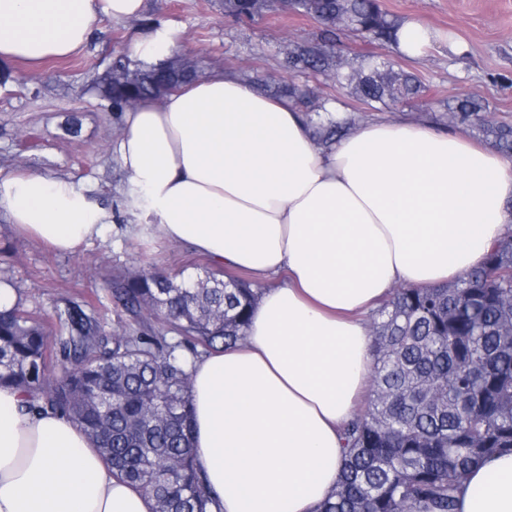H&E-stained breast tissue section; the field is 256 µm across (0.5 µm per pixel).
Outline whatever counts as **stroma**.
Listing matches in <instances>:
<instances>
[{
    "label": "stroma",
    "instance_id": "stroma-1",
    "mask_svg": "<svg viewBox=\"0 0 512 512\" xmlns=\"http://www.w3.org/2000/svg\"><path fill=\"white\" fill-rule=\"evenodd\" d=\"M380 4L401 20L415 19L430 28V44L418 56L403 57L349 36L344 49L389 58L395 69L418 78L423 86L419 97L375 111L322 76L300 75L297 83L329 96L339 110L358 113L367 123L400 118L437 129L448 100L464 94L486 103L493 119L512 123V0ZM161 26L176 31L175 56L194 57L204 76L231 71L276 79L282 75L283 45L321 37L314 19L290 13L270 12L245 25L225 15L221 0H145L142 15L104 22L74 56L37 71L11 64L12 81L0 85V169H33L91 189L111 210L112 222L100 237L74 251L57 252L0 215V282L18 288L28 308L54 318L93 305L107 336L137 332L141 324L114 304L108 286L113 277L153 269L179 276L211 265L206 256L140 223L127 208L122 195L126 176L115 154L122 115L105 107L90 87L94 74L110 63L105 50L129 51L133 40Z\"/></svg>",
    "mask_w": 512,
    "mask_h": 512
}]
</instances>
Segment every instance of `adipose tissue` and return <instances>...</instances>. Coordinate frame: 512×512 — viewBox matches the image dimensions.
<instances>
[{"label": "adipose tissue", "instance_id": "obj_1", "mask_svg": "<svg viewBox=\"0 0 512 512\" xmlns=\"http://www.w3.org/2000/svg\"><path fill=\"white\" fill-rule=\"evenodd\" d=\"M144 0H0V63L75 55ZM128 206L214 265L264 281L244 344L192 366L194 455L219 512H317L344 465L343 424L373 366L365 322L398 284L480 266L512 226V160L405 122L319 148L305 112L232 73L126 110ZM0 214L60 252L111 213L73 182L0 171ZM458 512H512V453L474 466ZM0 512H153L75 424L0 387Z\"/></svg>", "mask_w": 512, "mask_h": 512}]
</instances>
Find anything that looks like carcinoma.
Instances as JSON below:
<instances>
[{"instance_id":"1","label":"carcinoma","mask_w":512,"mask_h":512,"mask_svg":"<svg viewBox=\"0 0 512 512\" xmlns=\"http://www.w3.org/2000/svg\"><path fill=\"white\" fill-rule=\"evenodd\" d=\"M224 14L254 22L267 11H292L322 27L321 41L282 52L287 73L315 72L344 83L366 105L422 93L418 79L387 58L349 56L342 37L399 50L402 21L378 0H223ZM163 64L112 58V83L97 74L92 90L123 112L168 95ZM252 82L288 96L304 111L315 140L331 147L356 123L335 118L329 100L308 105L292 84ZM472 96L448 106V120L476 127L512 156V124L495 122ZM186 288L160 272L119 276L109 288L128 312L151 311L179 340L145 325L103 336L100 321L75 307L51 345L46 318L22 298L0 310V385L27 395L29 412H59L94 442L112 471L154 501V512H210L217 500L192 446V363L245 341L260 289L244 278L207 275ZM375 366L365 402L343 430L345 461L319 512H456L459 484L494 453L512 452V231L483 266L434 288L393 289L370 315ZM56 365L60 377L49 378Z\"/></svg>"}]
</instances>
